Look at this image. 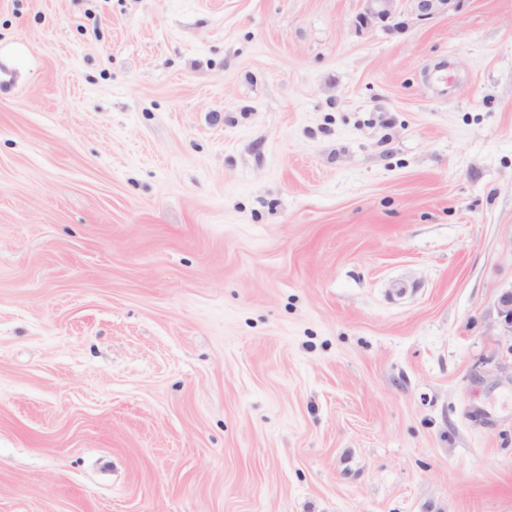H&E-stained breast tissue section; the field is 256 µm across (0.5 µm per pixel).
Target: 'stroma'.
I'll return each mask as SVG.
<instances>
[{
	"label": "stroma",
	"mask_w": 512,
	"mask_h": 512,
	"mask_svg": "<svg viewBox=\"0 0 512 512\" xmlns=\"http://www.w3.org/2000/svg\"><path fill=\"white\" fill-rule=\"evenodd\" d=\"M0 0V512H512V0ZM365 10L361 16L362 21L368 25L373 22L393 23L402 14L408 2L413 6L419 19H426L437 15L458 11L465 0H363Z\"/></svg>",
	"instance_id": "stroma-1"
}]
</instances>
